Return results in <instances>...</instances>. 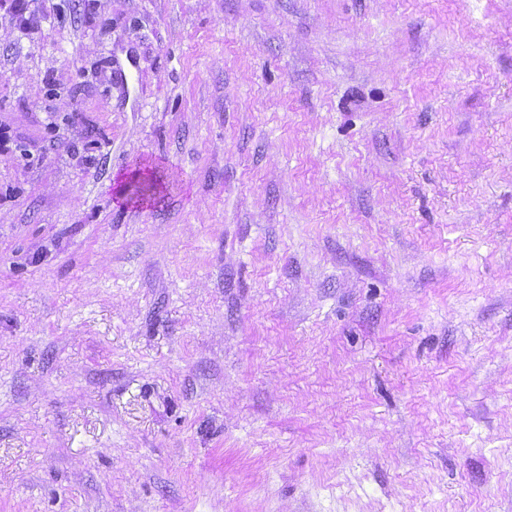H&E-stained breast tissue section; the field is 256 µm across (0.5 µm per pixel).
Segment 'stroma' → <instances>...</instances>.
Wrapping results in <instances>:
<instances>
[{
	"label": "stroma",
	"instance_id": "stroma-1",
	"mask_svg": "<svg viewBox=\"0 0 512 512\" xmlns=\"http://www.w3.org/2000/svg\"><path fill=\"white\" fill-rule=\"evenodd\" d=\"M0 512H512V0L0 9Z\"/></svg>",
	"mask_w": 512,
	"mask_h": 512
}]
</instances>
